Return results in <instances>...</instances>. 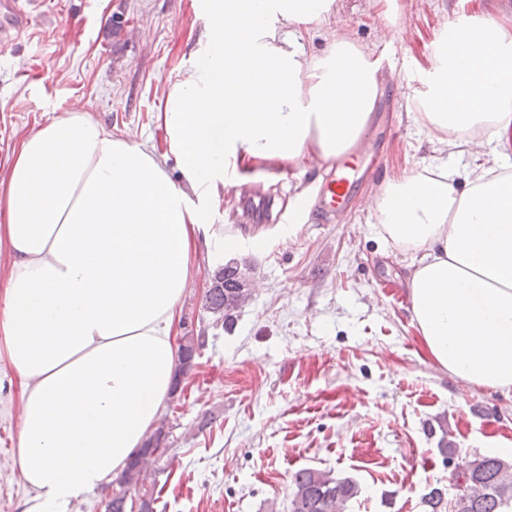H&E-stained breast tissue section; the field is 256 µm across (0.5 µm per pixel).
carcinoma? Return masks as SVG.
I'll use <instances>...</instances> for the list:
<instances>
[{"label": "carcinoma", "mask_w": 512, "mask_h": 512, "mask_svg": "<svg viewBox=\"0 0 512 512\" xmlns=\"http://www.w3.org/2000/svg\"><path fill=\"white\" fill-rule=\"evenodd\" d=\"M236 270L221 268L213 276L211 288L203 297V308L213 316L216 325H231L228 314L238 312L250 298V292L237 288ZM166 440L157 431L147 440L141 456L131 461L118 479L119 490L112 493L106 512H127L128 493L144 499V512H153V490L146 485L148 466L159 461L155 454ZM459 493L448 501L445 491L432 488L423 498L425 512H512V463L496 455H481L466 462L453 474ZM359 485L349 478H336L331 473L301 468L292 473L288 512H349L350 503L360 495Z\"/></svg>", "instance_id": "carcinoma-1"}]
</instances>
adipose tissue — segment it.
I'll return each mask as SVG.
<instances>
[{
	"label": "adipose tissue",
	"mask_w": 512,
	"mask_h": 512,
	"mask_svg": "<svg viewBox=\"0 0 512 512\" xmlns=\"http://www.w3.org/2000/svg\"><path fill=\"white\" fill-rule=\"evenodd\" d=\"M207 26L170 75L159 155L83 112L24 139L0 179V351L20 385L21 512H68L143 448L173 389L175 326L199 240L265 161L332 166L364 137L381 63L335 35L308 54L336 0H201ZM415 121L428 164L369 205L385 243L411 253L413 322L455 380L512 390V14L449 23ZM178 163L171 178L166 163Z\"/></svg>",
	"instance_id": "adipose-tissue-1"
}]
</instances>
